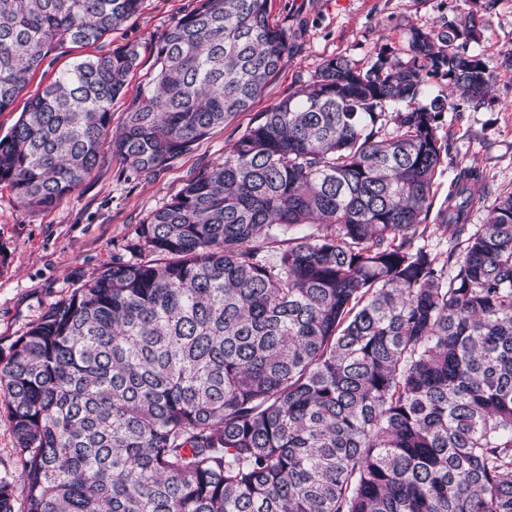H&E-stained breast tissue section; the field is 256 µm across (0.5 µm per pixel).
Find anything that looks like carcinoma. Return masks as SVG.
Wrapping results in <instances>:
<instances>
[{"mask_svg":"<svg viewBox=\"0 0 512 512\" xmlns=\"http://www.w3.org/2000/svg\"><path fill=\"white\" fill-rule=\"evenodd\" d=\"M144 0H0V112L46 56ZM485 19L411 30L402 63L328 60L51 306L0 368L26 512H512V193L469 223L463 167L427 218L448 145L442 73L479 104ZM288 35L271 0H199L112 130L133 46L76 62L0 138V183L48 208L100 148L150 173L247 111ZM448 239L441 256L419 244ZM0 512H14L0 479Z\"/></svg>","mask_w":512,"mask_h":512,"instance_id":"1","label":"carcinoma"}]
</instances>
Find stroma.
<instances>
[{
	"label": "stroma",
	"mask_w": 512,
	"mask_h": 512,
	"mask_svg": "<svg viewBox=\"0 0 512 512\" xmlns=\"http://www.w3.org/2000/svg\"><path fill=\"white\" fill-rule=\"evenodd\" d=\"M479 5L485 6L488 22L468 50L492 78L489 95L478 105L459 101L439 74L425 76L421 87L422 101L444 102L437 134L448 145V159L436 177L434 202H444L457 167L464 165L483 171L489 197L512 192V0H272L271 18L288 32L287 59L251 110L214 129L192 151L146 174L102 147L92 177L46 209L22 207L11 188L0 184V366L18 336L49 307L113 260L129 259L139 224L222 162L256 113L307 84L331 58L341 56L366 69L380 49L402 55L412 27L439 29ZM196 6L197 0H144L139 14L97 44L53 50L13 105L0 112V137L58 73L77 61L133 46L140 64L125 94L112 103V124L120 126L153 76L159 40Z\"/></svg>",
	"instance_id": "1"
}]
</instances>
